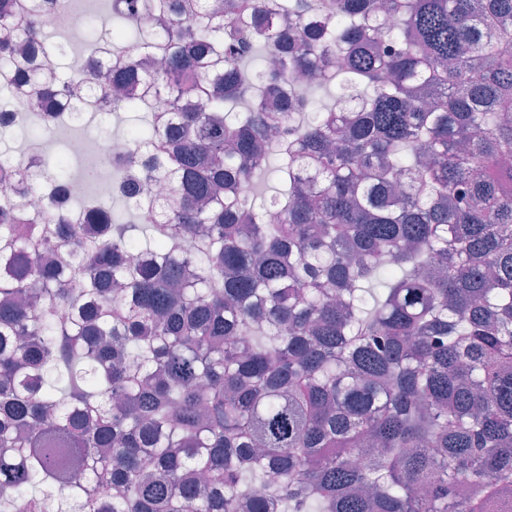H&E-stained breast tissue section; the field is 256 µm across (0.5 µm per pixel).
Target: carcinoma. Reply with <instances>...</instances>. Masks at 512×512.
I'll return each instance as SVG.
<instances>
[{
	"label": "carcinoma",
	"instance_id": "cac0c4a2",
	"mask_svg": "<svg viewBox=\"0 0 512 512\" xmlns=\"http://www.w3.org/2000/svg\"><path fill=\"white\" fill-rule=\"evenodd\" d=\"M106 3L47 94L168 110L122 135L135 225L0 187V512H512V0ZM48 20L0 0V73L39 84ZM127 41L164 67L102 85Z\"/></svg>",
	"mask_w": 512,
	"mask_h": 512
}]
</instances>
